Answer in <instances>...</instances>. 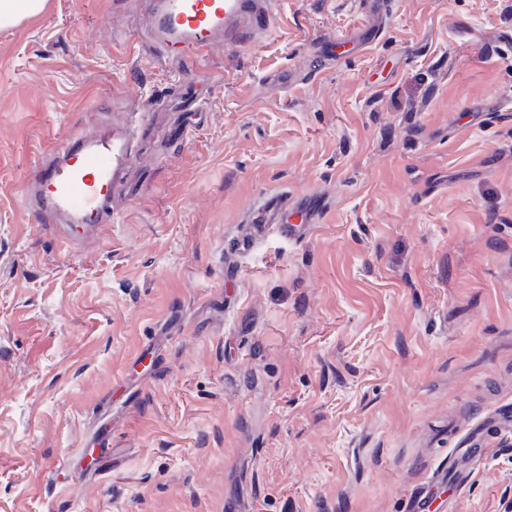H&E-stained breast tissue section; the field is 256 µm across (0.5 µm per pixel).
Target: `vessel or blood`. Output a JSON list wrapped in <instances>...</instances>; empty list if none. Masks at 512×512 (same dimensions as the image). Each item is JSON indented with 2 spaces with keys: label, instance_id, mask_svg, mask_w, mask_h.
I'll return each instance as SVG.
<instances>
[{
  "label": "vessel or blood",
  "instance_id": "vessel-or-blood-1",
  "mask_svg": "<svg viewBox=\"0 0 512 512\" xmlns=\"http://www.w3.org/2000/svg\"><path fill=\"white\" fill-rule=\"evenodd\" d=\"M135 15L137 41L153 46L165 61L177 64L215 47L244 53L265 45L285 21L284 0H121ZM391 14L390 0H365L364 8L342 41L368 53L383 37ZM141 135L139 113H128L112 129L89 138L76 133L56 142L48 158L32 171L28 192L44 224L68 218L65 245L78 243L85 232H101L116 223L119 213L111 200L127 184L130 158ZM326 202L321 195L291 199L284 195L256 200L244 213L248 224H271L276 232L293 236V215L312 223ZM512 433V412L496 408L448 452V471L433 476L455 492L469 488L486 459L489 432Z\"/></svg>",
  "mask_w": 512,
  "mask_h": 512
}]
</instances>
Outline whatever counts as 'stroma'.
<instances>
[{
	"label": "stroma",
	"instance_id": "1",
	"mask_svg": "<svg viewBox=\"0 0 512 512\" xmlns=\"http://www.w3.org/2000/svg\"><path fill=\"white\" fill-rule=\"evenodd\" d=\"M359 9L287 0L262 48L177 70L114 0L0 30V512H404L512 402V0H393L369 54L285 83ZM185 97L207 120L180 142ZM128 103L155 118L122 221L68 249L26 180ZM308 192L318 223L252 241L257 195ZM489 446L437 512H507L512 434Z\"/></svg>",
	"mask_w": 512,
	"mask_h": 512
}]
</instances>
